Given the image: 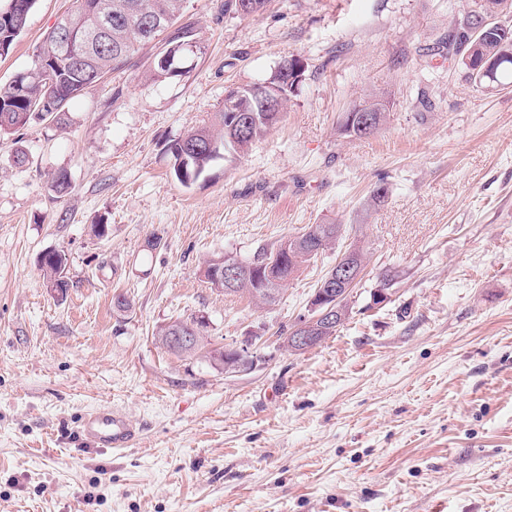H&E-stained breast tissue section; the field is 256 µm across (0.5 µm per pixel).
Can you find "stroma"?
Here are the masks:
<instances>
[{"label":"stroma","mask_w":512,"mask_h":512,"mask_svg":"<svg viewBox=\"0 0 512 512\" xmlns=\"http://www.w3.org/2000/svg\"><path fill=\"white\" fill-rule=\"evenodd\" d=\"M469 2L268 0L242 19L186 0L178 24L201 47L186 76L150 78L152 43L74 99L68 124L0 137V512H512V83L449 64ZM71 6L37 0L1 85ZM293 55L306 71L283 122L182 186L171 141L207 124L228 85ZM370 92L386 96L383 125L341 136ZM381 183L387 198L367 207ZM328 222L341 237L275 306L203 276L210 259ZM354 242L367 263L348 319L288 351ZM55 249L63 298L40 269ZM382 286L389 302L372 305ZM191 316L212 346L250 343L252 367L228 374L156 344ZM103 405L139 427L134 447L79 440Z\"/></svg>","instance_id":"35a3bbf8"}]
</instances>
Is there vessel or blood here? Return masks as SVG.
Instances as JSON below:
<instances>
[{
  "instance_id": "b4317fda",
  "label": "vessel or blood",
  "mask_w": 512,
  "mask_h": 512,
  "mask_svg": "<svg viewBox=\"0 0 512 512\" xmlns=\"http://www.w3.org/2000/svg\"><path fill=\"white\" fill-rule=\"evenodd\" d=\"M78 436L90 447L120 451L137 441L139 431L127 416L112 407L101 406L84 415Z\"/></svg>"
}]
</instances>
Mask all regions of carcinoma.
Wrapping results in <instances>:
<instances>
[{
	"label": "carcinoma",
	"instance_id": "obj_1",
	"mask_svg": "<svg viewBox=\"0 0 512 512\" xmlns=\"http://www.w3.org/2000/svg\"><path fill=\"white\" fill-rule=\"evenodd\" d=\"M183 9L184 0H73V9L65 18L71 23L75 47L56 48L52 44L53 31H48L34 54L36 61L30 66L34 70L41 62L45 73L28 76L18 86L10 82L0 86V137L13 134L31 120L41 119L46 114L58 123L66 122V106L72 99L123 66L140 47L159 40L178 21ZM493 9L511 10L512 0H473L469 14ZM20 35L21 31L9 30L0 20V57L10 53ZM503 43H512V26L503 32L490 30L481 40L466 45L454 34H448V51L454 55H468L474 68L483 67L485 56L500 52ZM166 45L191 57L200 50L186 31L168 39ZM511 81L512 57L502 56L494 82L507 85ZM284 115L282 111L276 117L259 116L254 124L253 138H243L236 146L229 145L230 151L239 157L247 155L256 141L283 121ZM359 123L357 113L347 112L340 122L339 133L353 139L368 137L366 133H359ZM230 126V113L223 108L215 113L212 124L193 128L169 144L168 153L174 160L187 150L196 152L185 172L174 173L180 184L189 185L211 166L212 160L205 154V148L208 143L215 142L219 149H224ZM340 230V224H309L276 246L261 249L257 259L274 261L273 278H268L265 268H254L238 279L227 294H244L260 306L268 303L267 293H282L288 280L309 262L311 250L324 252L332 248L340 237ZM66 264V254L55 251L41 259L40 268L46 281L52 283ZM203 328L204 323L197 318L177 319L160 328L156 340L171 354L191 356L203 350L205 344L199 343L194 348L176 347L167 341V337L193 339L203 335Z\"/></svg>",
	"mask_w": 512,
	"mask_h": 512
}]
</instances>
